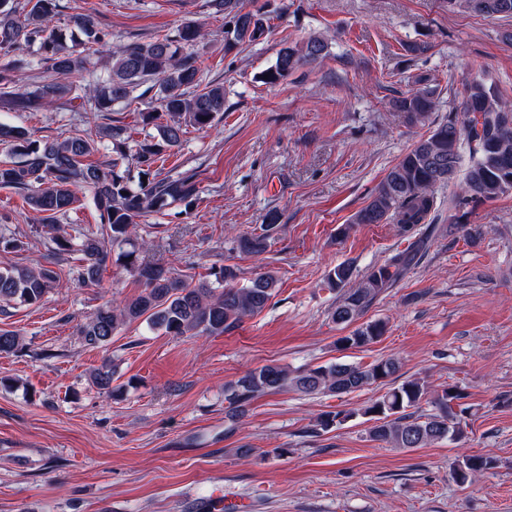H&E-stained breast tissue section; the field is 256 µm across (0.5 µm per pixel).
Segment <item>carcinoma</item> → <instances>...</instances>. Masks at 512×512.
I'll return each instance as SVG.
<instances>
[{
    "mask_svg": "<svg viewBox=\"0 0 512 512\" xmlns=\"http://www.w3.org/2000/svg\"><path fill=\"white\" fill-rule=\"evenodd\" d=\"M216 13L224 15V53L260 41L270 33V17L261 10H244L241 0H212ZM448 9L475 16L512 19V0H446ZM57 0H0V53L11 56L24 46L37 45L38 59H18L30 72L31 85L0 91L7 105L17 112H38L61 102L69 112H113L126 104L136 90L150 80L159 83L157 106L140 113L141 123L158 125L155 143L123 142L112 146L115 153L107 165L90 160L101 141L90 135L60 132L52 139H36L24 128L0 125V147L7 148L0 160V188L24 193L28 206L41 215L56 254L77 256L76 280L84 285L101 281L111 257L110 246L131 235L136 219L160 213L195 200L192 177L184 173L158 180L139 181L132 186L130 167L146 177L163 152L182 143L185 127L203 129L224 113V86L203 84L202 70L192 55L181 50L203 43L202 24L187 21L175 40L157 37L146 43L112 47V66L104 75L86 81L87 56L83 47L101 46L105 34L89 13L78 14L73 24L84 39L68 45L54 25ZM328 54L321 37L295 41L279 50L276 62L265 71L264 83L276 85L294 70L317 62ZM393 107L408 122L421 123L435 109L432 90L419 88L392 100ZM470 149V166L459 191L458 204L496 199L512 190V106L493 87L473 76L465 81L459 110L448 113L430 134L420 138L394 164L372 193L369 202L354 216L355 224H394L407 247L391 255L384 264L369 268L356 278L352 265L342 262L329 269L325 279L336 291V306L330 316L347 325L365 315L427 250L435 228L421 229L436 204V189L452 182L459 170L463 144ZM91 192L99 214L96 231L75 237L58 223L80 201L79 192ZM277 216L268 215L259 231L236 240L242 253L259 255L277 233ZM123 267L135 278L140 292L115 305L106 301L79 327L83 345L102 348L120 329L146 322L170 336H219L244 318L263 311L274 297L277 277L260 272L247 283H237L236 271L220 267L213 279L191 282L174 268L151 262L132 250L122 254ZM59 283V275L48 267H0V304L36 305ZM386 324L366 323L338 340L344 349L366 347L383 336ZM19 333L0 329V354L15 352ZM401 362L395 357L367 366L334 363L291 370L277 363L247 371L224 386L225 418L234 424L243 418L250 403L265 394L292 390L304 395H341L360 390L387 378L400 377ZM115 372L103 364L92 374V383L114 395L123 386H112ZM428 383L413 378L390 388L371 405L360 410L373 425L370 440L398 449L424 448L435 442L464 436L466 409H455L464 394L455 387L436 393L434 411L420 410L428 394ZM355 416L349 411L327 413L317 420L327 431ZM496 467L490 457L472 455L453 469L457 483L465 485Z\"/></svg>",
    "mask_w": 512,
    "mask_h": 512,
    "instance_id": "carcinoma-1",
    "label": "carcinoma"
}]
</instances>
